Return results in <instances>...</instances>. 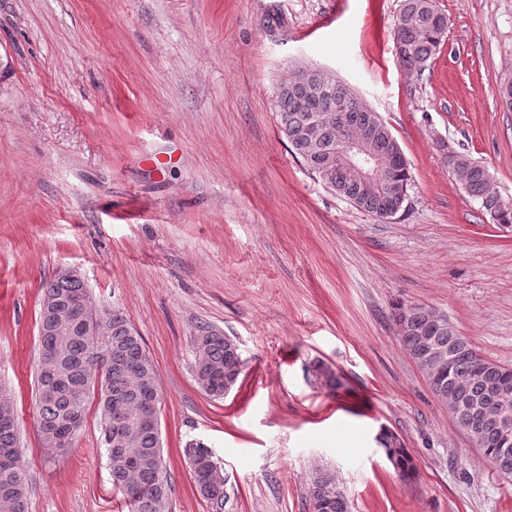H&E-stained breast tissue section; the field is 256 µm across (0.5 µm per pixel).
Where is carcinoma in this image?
<instances>
[{"instance_id":"cac0c4a2","label":"carcinoma","mask_w":512,"mask_h":512,"mask_svg":"<svg viewBox=\"0 0 512 512\" xmlns=\"http://www.w3.org/2000/svg\"><path fill=\"white\" fill-rule=\"evenodd\" d=\"M448 17L436 0H403L393 41L400 66L421 73L444 44ZM357 94L332 75L317 68L297 67L281 81L278 108L281 132L304 166L337 194L379 218L388 210L402 211L409 199L411 175L404 153L382 118L356 103ZM348 139L361 141L380 162L377 180L349 173L337 161ZM440 150L455 180L500 225L512 226V204L492 189L488 168L458 150ZM83 298L88 323L58 336L47 323L48 314L64 300ZM84 282L75 275L57 274L42 284L38 319L39 352L61 348L62 368L37 367L35 407L42 439L62 447L65 425L84 421L91 400L101 411L100 447L104 448L112 486L125 496L129 512H169L171 476L163 457L161 433L149 426L133 431L121 444L111 433V421L139 413L145 392L160 393L154 361L144 341L120 308L106 310L103 326L95 327ZM392 321L401 345L416 366L431 377L441 369L443 383L431 390L482 454L495 464L502 432L494 409L490 377L502 371L512 383V369L481 357L450 320L435 308L400 302ZM98 330L100 335L90 332ZM195 380L210 397H224L226 385H235L242 371L239 346L220 329L201 325L192 339ZM379 444L400 477L409 480L416 464L390 431L380 433ZM190 471L201 497L218 509L227 500L226 479L209 448L191 443L185 449ZM18 444V423L11 392L0 388V512H28L29 476ZM312 512H350L349 503L329 470H317L311 480Z\"/></svg>"}]
</instances>
